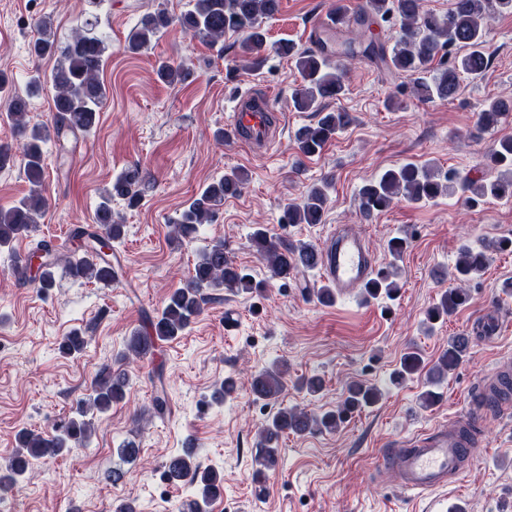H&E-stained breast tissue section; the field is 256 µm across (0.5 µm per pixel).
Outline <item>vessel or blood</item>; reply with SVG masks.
I'll list each match as a JSON object with an SVG mask.
<instances>
[{"mask_svg": "<svg viewBox=\"0 0 512 512\" xmlns=\"http://www.w3.org/2000/svg\"><path fill=\"white\" fill-rule=\"evenodd\" d=\"M279 126L280 118L271 99L255 94L238 97L224 118V129L232 139L261 153L273 149ZM319 251L321 272L341 297L361 287L376 268L365 239L341 225L327 233ZM496 413L494 406L473 402L468 413L459 416L453 425L427 430L409 447L388 453L386 461L397 471L402 488L422 494L458 481L470 470L475 453L462 438V430L481 427Z\"/></svg>", "mask_w": 512, "mask_h": 512, "instance_id": "b4317fda", "label": "vessel or blood"}]
</instances>
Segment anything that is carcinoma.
I'll return each mask as SVG.
<instances>
[{
    "mask_svg": "<svg viewBox=\"0 0 512 512\" xmlns=\"http://www.w3.org/2000/svg\"><path fill=\"white\" fill-rule=\"evenodd\" d=\"M365 2V9L353 18V24L360 29L359 38L344 42L336 49L327 47L321 38L303 50L288 40L270 41L263 20L279 13L280 0H190V8L176 18L164 10L146 13L128 36L125 49L137 53L149 47L161 30L175 23L183 32L212 45L223 41L228 34L239 36L242 54L248 57L251 68L261 67L272 51L295 60L301 81L292 91L293 107L299 112H311L315 117L295 134L297 153L309 158L320 154L339 132L355 121L350 113L329 108L331 101L348 90L345 71L338 64L331 65L330 56L336 54L381 63L396 74L411 77L412 93L418 99L451 100L456 96L461 75H480L489 66V57L484 51L487 19L493 14L512 15V0H451L444 15L423 10L422 0ZM379 21L399 24L398 35L390 47L386 45L384 33L371 28V23ZM38 28L31 52L37 58H56L50 80L56 90L53 104L58 121L51 127L29 126L26 121L29 95L13 90L0 73V96L6 99L5 119L23 136V141L16 145L0 143V170L18 164L33 186L30 194L18 204L0 208V251L14 255L11 270L22 283L46 293L55 286L59 271L74 280L103 283L125 274L120 264L109 267L103 264V258L112 255L124 235V225L112 212V201L120 199L130 207L135 206L141 197L144 176L140 167L134 166L112 181L95 209L96 230L74 229V249L67 254L56 253L46 241L38 242L24 260L15 253L17 243L33 236L47 206V199L41 192L42 144L53 137L60 141L69 134L92 132L99 124L100 110L108 97L107 87L98 78L106 44L102 36L93 32L94 23L82 22L65 43L51 36L45 25L40 24ZM157 76L172 84L184 79L185 73L181 67L162 61L157 67ZM511 116L512 100L492 99L478 112L477 130L493 129ZM488 162L500 168V175L493 180L461 176L456 172L442 174L432 166L412 163L387 169L360 187V210L369 219L396 201L426 203L455 190L473 205L487 199L511 200L512 137L501 138L494 144ZM246 183L247 176L236 169L210 183L175 220L176 237L192 240L200 225L213 223L224 199L241 194ZM328 188L327 182L314 185L301 199L285 204L278 223L283 227L322 223ZM249 240L273 280L286 283L292 278H304L318 267V249L311 243L275 236L264 226L253 228ZM409 246L407 236L387 241L390 261L362 288L364 300L392 299L399 293L398 261ZM507 250L512 251V238L484 241L477 247L461 245L453 272L456 287L444 291L427 309L426 327L433 328L464 306L469 300V285L484 272L489 256ZM38 253L42 254V264L35 271L31 258ZM224 290L260 295L265 292L266 283L255 280L237 265L224 240L218 239L201 250L188 282L170 292L161 310L154 316H147L146 324L126 338L120 361L128 363L152 355L159 344L185 335L203 306L219 298ZM84 346V338L74 332L65 337L59 349L71 355L81 352ZM469 346L466 336L448 340V348L428 370V388L420 395L423 407H431L439 401L440 393L436 388L458 367ZM423 368L420 353L412 349L401 358L392 381L400 384ZM285 385L284 372L278 367L259 371L251 378V391L261 400H278ZM127 390L125 370L106 367L94 380L92 394L79 400L72 416L58 424L53 433L20 429L16 434L18 450L0 464V491L16 488L31 472L33 461L88 447L94 431V415L104 414L112 405L123 401ZM381 396L379 389L353 381L334 410L314 413L299 407L279 408L260 427L261 453L256 462L266 470L275 468L282 435L334 432L348 415L376 405ZM165 476L174 484L188 483L195 488L194 499L183 505L185 512H207L224 488L223 478L214 470L202 467L189 449L170 457L165 464Z\"/></svg>",
    "mask_w": 512,
    "mask_h": 512,
    "instance_id": "cac0c4a2",
    "label": "carcinoma"
}]
</instances>
